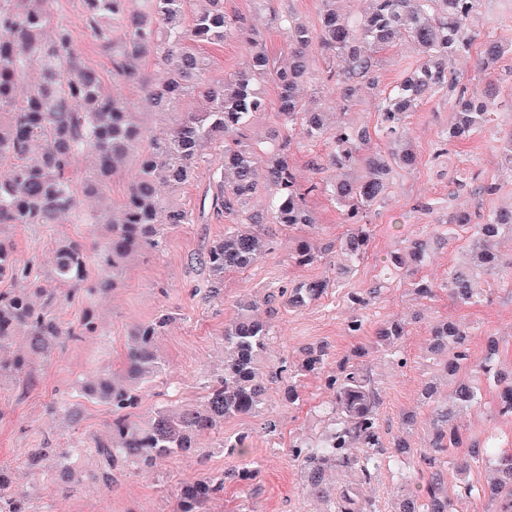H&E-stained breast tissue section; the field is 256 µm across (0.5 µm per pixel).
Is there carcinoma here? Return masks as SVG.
I'll return each mask as SVG.
<instances>
[{"label":"carcinoma","instance_id":"cac0c4a2","mask_svg":"<svg viewBox=\"0 0 512 512\" xmlns=\"http://www.w3.org/2000/svg\"><path fill=\"white\" fill-rule=\"evenodd\" d=\"M322 2L316 34L290 13L278 18L288 38V65L278 66L259 33L224 13L223 0H147L146 12L131 9V0H79L87 29L109 60L112 82L137 86L145 102L160 111H182L167 132L148 138L132 102L105 90L99 73L83 63L73 32L53 17L51 0H0V228L73 218L105 223L109 235L98 259L102 270L112 271L110 278L89 282L87 244L59 239L51 280L66 287L62 294L41 285L35 263H19L11 242L0 236V280L14 284L0 292V379L29 381L35 370L32 355L77 336L52 314L61 298L80 289L91 295L121 287L123 261L161 247L166 230L192 223L186 209L164 201L161 189L179 188L201 164L218 162L219 194L213 199L217 215L241 216L251 224L248 230L224 225V237L207 243L196 257L207 272L199 291L204 300L215 302L223 299L226 273L247 269L272 251L263 230L268 222L306 231L293 248L296 264L328 259L330 248L317 242V221L309 205L318 192L336 201L347 226L340 241L344 260L351 266L363 261L372 237L367 214L388 194L395 170L415 164L404 121L422 100L444 90L452 93L453 122L441 131L438 157L448 152V144L489 127L497 92L479 99L448 69V60L455 59L486 75L509 51L493 35L474 28L482 0H362L363 9L353 16L336 9V0ZM234 34L248 45L247 65L230 77L205 79L208 62L197 46L222 43ZM404 39L412 42L418 57L384 92L379 89L376 53ZM320 58L331 63L328 70L315 69ZM148 61L151 75L145 71ZM323 78L334 86L343 114L363 96L377 97V134L385 149H370L369 128L343 118L332 126L326 107L306 104L301 86ZM268 84L277 89V112L275 128L261 147L250 132L267 112ZM296 135L330 144L325 158L313 163L316 172H330L328 177L300 178L289 162ZM491 136L512 176V126H495ZM86 153L93 158V169L80 195L68 173ZM129 157L137 160L139 173L120 211L106 219L98 210H81L80 196L99 195ZM265 192L270 195L266 211H249L246 204ZM438 224L443 232L433 238L439 242L460 230L468 233L465 261L453 266L441 284L451 299L464 305L482 303L484 295L475 288L479 274L512 288V256L504 261L490 246L502 232L512 234V207L478 217L457 207ZM428 256V239L418 236L407 241L403 254L389 257L420 297L434 292L432 284L414 278L413 267ZM329 288L330 281L319 278L237 302L235 319L224 326V363L219 374L204 380L201 404L158 410L144 425L129 421L128 414L142 401L139 381L160 369L156 341L174 317L162 313L140 324L127 349L125 377L103 369L94 381L80 385L85 397L112 408L108 439L95 442L102 480L110 481L120 465L149 470L162 457L190 455L195 435L215 429L226 418L257 412L268 386L313 375L323 378L332 393L331 407L325 409L328 428L313 444L291 441L289 453L305 474L309 493L325 505L323 512H459L463 502L477 496L492 503L490 512H512V448H498L482 433L466 435L453 421L455 411L481 403V387L470 382L459 384L448 402L437 399L433 387L425 388L422 396L431 407L433 425L429 452L419 456L416 472L401 477L387 507L360 495V486L375 483L383 469L412 452L400 435L385 446L381 394L367 364L344 361L333 367L323 348L308 350L297 364L270 359V327L259 316L261 309L272 313L281 306L304 307ZM386 289L388 282L379 277L353 300L362 309L371 308ZM404 335L405 325L395 320L377 323L372 333L373 342L400 368L406 365L399 346ZM430 336L443 372L455 376L469 371L493 382V412L512 418V371L497 366L496 341H488L484 358L474 364L468 327L444 321L430 328ZM48 456L55 459L51 478L70 484L74 471L69 452L36 448L30 462L37 465ZM480 462L490 464L496 474L486 486L468 479L471 464ZM450 464L456 474L452 482ZM336 470L354 475L355 483L327 487V474ZM258 477L259 469L246 464L222 477L187 482L177 491L175 512H206L226 482L247 489ZM29 500L28 491L13 485L0 469V512H29Z\"/></svg>","mask_w":512,"mask_h":512}]
</instances>
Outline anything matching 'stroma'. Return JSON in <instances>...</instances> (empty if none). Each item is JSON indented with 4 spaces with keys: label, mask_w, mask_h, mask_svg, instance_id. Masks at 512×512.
Here are the masks:
<instances>
[{
    "label": "stroma",
    "mask_w": 512,
    "mask_h": 512,
    "mask_svg": "<svg viewBox=\"0 0 512 512\" xmlns=\"http://www.w3.org/2000/svg\"><path fill=\"white\" fill-rule=\"evenodd\" d=\"M50 8L55 18L73 30L84 63L101 77H108L109 61L88 34L76 0H52ZM321 8V0H266L261 6L255 0H224L225 13L254 26L269 55L281 64L288 60V40L278 24L279 16L296 14L315 30L320 25ZM202 52L210 61L211 76L222 77L243 67L248 48L231 37L219 45L203 46ZM449 113L448 97L435 96L407 117L417 164L395 173L388 199L371 212V248L356 270L342 275L327 264H295L289 257L293 231L269 224L265 230L275 242V251L246 271L227 274L223 301L211 304L196 292L203 275L191 259L207 242L223 236L228 219L213 214L210 208L217 190L214 166L200 167L172 196L174 203L193 213L194 223L168 231L161 250L145 251L130 260L123 288L88 300L65 298L55 308L57 320L66 326L77 325L85 309L94 308L98 331L37 359L32 386L0 381V464L10 468L14 482L30 487L31 512H173V495L180 483L239 467L240 458L223 446L225 438L238 435L247 436L251 444L249 458L258 463L259 478L248 491L225 484L223 494L210 503L209 512H321V504L310 496L300 470L288 456L290 441L322 429L314 410L331 395L321 379H300V400L292 406L284 401L281 386H271L260 413L225 419L222 426L199 435L193 455L161 459L148 473L132 467L114 471L108 484L97 478L100 461L92 449L97 440L108 437L112 411L108 405L84 397L78 383L101 368L124 372L127 344L137 325L171 312L176 319L157 341L163 369L146 384L142 402L131 418L142 423L159 407L198 402L204 375L224 353V324L233 317L236 301L261 294L278 282L296 284L322 277L336 283L327 295L300 309L280 308L270 317L272 353L298 361L304 348L322 345L330 362L337 364L351 357L357 347H366L367 364L382 391L383 426L397 432L402 414L417 413V422L408 434L415 455L406 461L407 469L416 470L415 456L426 451L431 427L428 412L419 406L421 389L435 373L427 349L431 326L442 320L469 325L470 354L475 361L484 357L487 337H496L499 366L512 367V290L499 287L488 277L480 283L487 293L485 302L466 306L450 299L439 285L460 258L454 244L415 269L417 277L436 283L434 296L417 297L406 284L396 282L376 307L378 318H396L406 324L408 334L402 340L406 367H396L389 357L372 352L369 336H354L347 329V320L355 312L351 294L368 287L401 240L435 230L448 208L459 204L480 214L512 204V179L503 177L500 153L488 132L451 144L447 154L435 157V143L448 124ZM473 177L497 182V194L478 197L466 186L458 188V181ZM103 235L98 225L78 223L19 224L8 233L19 262L34 259L44 268L50 265L52 244L59 237L99 244ZM494 392L493 386L483 385L482 406L459 412L456 423L465 432H494L504 447L512 448V420L494 414ZM59 398L79 406L77 423L58 419L50 411V403ZM269 416L280 422L279 433L272 438L262 430ZM45 446L79 449L80 484L59 486L28 465L31 449Z\"/></svg>",
    "instance_id": "obj_1"
}]
</instances>
